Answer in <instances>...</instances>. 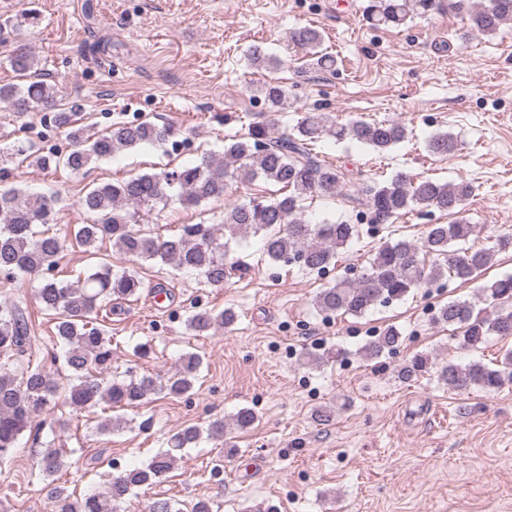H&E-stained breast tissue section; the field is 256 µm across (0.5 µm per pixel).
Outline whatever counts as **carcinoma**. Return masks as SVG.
<instances>
[{"instance_id":"1","label":"carcinoma","mask_w":512,"mask_h":512,"mask_svg":"<svg viewBox=\"0 0 512 512\" xmlns=\"http://www.w3.org/2000/svg\"><path fill=\"white\" fill-rule=\"evenodd\" d=\"M449 9L467 17L471 30L485 36L512 24V0H483L480 4L471 0H369L364 13L374 28H400L417 16ZM290 41L306 50L312 67H331V59L318 52L322 42L318 29L297 28L291 32ZM246 59L248 66L257 71L277 67V59L260 45L250 47ZM8 63L21 78L31 76L37 66L33 52L23 43L13 47ZM59 93L57 86L41 78L25 87L0 85V103L11 107L22 129L28 113L55 111L53 120L64 130L67 147L36 157V165L43 169L63 168L78 174L122 150L164 143L178 134L171 125L138 121L114 126L98 136L90 135L77 123V106L60 109ZM258 93L268 111L288 108L287 85L265 82ZM271 131L270 121L263 119L224 145L219 156L205 154L199 161L171 171L143 173L88 187L78 202L83 223L64 236L47 229L54 223L60 193L34 194L16 182H8L6 164L19 156L27 159L29 154L22 147H0V277L10 284L22 275L40 278L37 299L43 311L55 316L56 336L62 343V353H53L51 363L64 361L67 380V386L60 387L45 365L30 361L20 365L18 372L0 368V468L12 461L20 439L33 428L35 418L58 398L75 414L100 403L114 408L137 407L152 395L184 396L198 378L201 361L193 353L183 355L176 371L167 377H111L112 347L104 331L94 325L93 315L114 300L138 295L145 284L135 270L116 271L109 266L90 270L70 284L49 276L68 246L88 249L108 239L135 264L159 261L177 270L194 271L206 283L219 286L236 269V262L229 260L224 251L223 240L251 232L263 235V255L269 262L322 271L333 264L338 250L358 234V225L312 224L304 218V201L334 198L345 188L346 174L320 162L312 145L332 138L385 152L407 135L406 126L399 121L357 119L339 123L324 113L311 112L290 133L273 136ZM428 148L436 154H449L457 149V143L451 134L438 132ZM259 179L282 185L288 194L280 198L252 196L225 210L217 224H183L179 233L165 239L143 229L146 216L173 196L186 208L197 207L223 199L230 181L253 183ZM472 193L473 186L464 180L415 179L398 172L385 182L363 187L352 203L366 207L372 223L390 224L416 207L430 213H457ZM474 231V225L460 220L426 225L419 243L406 238L385 242L370 254L367 265L357 274L322 289L313 304L332 314L361 317L432 282L446 278L470 281L493 266L500 253L512 250V236L496 239L489 248L474 250L466 246ZM483 293L486 308L469 300L453 299L437 306L432 314L433 326L461 329L458 344L464 350L479 349L491 336L502 340L512 337V275L486 283ZM235 319L230 309L216 313L197 307L187 316L185 327L200 336L217 327L227 329ZM401 344V333L391 324L368 341L362 357L377 361L396 354ZM31 348L27 308L23 301L12 299L0 307V355L23 357ZM433 367L428 355L417 354L400 366L398 375L408 382ZM436 372L441 383L459 393L497 391L512 384V348L505 349L492 367L476 360L466 364L448 361ZM256 421V413L243 407L233 415L232 425L243 432ZM200 436L195 426L178 431L169 438L167 449L120 473L107 491L81 497L50 481L63 469V456L56 448L42 449L37 466L39 475L48 479L51 512H118L119 503L130 491L153 485L172 472L183 458L184 449Z\"/></svg>"}]
</instances>
